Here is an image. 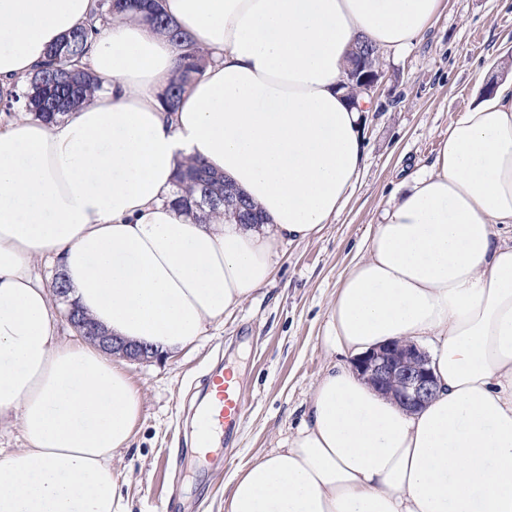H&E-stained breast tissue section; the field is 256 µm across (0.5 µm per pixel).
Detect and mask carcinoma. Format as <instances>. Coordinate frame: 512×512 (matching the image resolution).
<instances>
[{"label": "carcinoma", "instance_id": "carcinoma-1", "mask_svg": "<svg viewBox=\"0 0 512 512\" xmlns=\"http://www.w3.org/2000/svg\"><path fill=\"white\" fill-rule=\"evenodd\" d=\"M117 9L144 12L153 26L170 34L172 40L185 49L181 56L179 78L172 81L162 93L164 107L172 109L189 78L201 72L205 64L204 56L192 47L187 35L171 27L159 0H100L97 19L110 16ZM97 34L98 28L94 24L83 25L73 30L51 51L47 62L28 81L26 111L45 121H52L67 108L80 104L101 88V78L77 67L86 54L88 44ZM176 182L180 191L175 200L178 206H194L201 211L206 207L214 211L222 207L229 219L238 224L245 223L232 207L224 204V179L216 177L205 166L191 164L180 169Z\"/></svg>", "mask_w": 512, "mask_h": 512}]
</instances>
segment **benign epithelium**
<instances>
[{"mask_svg": "<svg viewBox=\"0 0 512 512\" xmlns=\"http://www.w3.org/2000/svg\"><path fill=\"white\" fill-rule=\"evenodd\" d=\"M383 78V71H366L359 60L349 70L352 84L371 99ZM67 320L77 331L87 335L88 340L106 352L120 351L132 361L154 358L148 349L118 341L94 325L85 323L71 310L67 313ZM428 364L429 359L416 344L394 343L360 357L356 360L355 368L378 392L393 397L406 410L414 411L422 407L435 390L434 377Z\"/></svg>", "mask_w": 512, "mask_h": 512, "instance_id": "obj_1", "label": "benign epithelium"}]
</instances>
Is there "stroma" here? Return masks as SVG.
I'll return each mask as SVG.
<instances>
[{
	"mask_svg": "<svg viewBox=\"0 0 512 512\" xmlns=\"http://www.w3.org/2000/svg\"><path fill=\"white\" fill-rule=\"evenodd\" d=\"M512 51V0H444L422 39L382 57L386 79L363 126L367 157L354 196L322 233L282 244L276 270L252 299L195 346L131 363L143 396L132 447L112 459L130 512H226L224 485L275 450L306 417L308 400L332 362L323 345L326 314L356 248L376 223L404 171L428 167L449 122L477 102L484 85L511 76L491 61ZM485 80H478V73ZM227 365L241 373L246 404L240 431L221 439L205 463L192 459L191 424L206 376Z\"/></svg>",
	"mask_w": 512,
	"mask_h": 512,
	"instance_id": "obj_1",
	"label": "stroma"
}]
</instances>
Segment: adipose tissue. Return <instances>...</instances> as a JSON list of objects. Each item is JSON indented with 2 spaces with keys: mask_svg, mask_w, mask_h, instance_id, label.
I'll list each match as a JSON object with an SVG mask.
<instances>
[{
  "mask_svg": "<svg viewBox=\"0 0 512 512\" xmlns=\"http://www.w3.org/2000/svg\"><path fill=\"white\" fill-rule=\"evenodd\" d=\"M442 0H162L209 52L174 111L160 96L179 47L114 15L84 59L104 80L47 123L0 122V512H127L112 459L142 399L124 357L64 340L48 288L100 329L177 353L264 286L276 245L308 241L350 199L370 99L351 97L358 40L402 51ZM97 0H0L9 99ZM224 176L264 221L174 203L180 165ZM426 345L436 391L402 410L351 367L316 384L302 426L231 476L228 512H512V79L448 125L404 175L327 311L326 348L361 357Z\"/></svg>",
  "mask_w": 512,
  "mask_h": 512,
  "instance_id": "obj_1",
  "label": "adipose tissue"
}]
</instances>
